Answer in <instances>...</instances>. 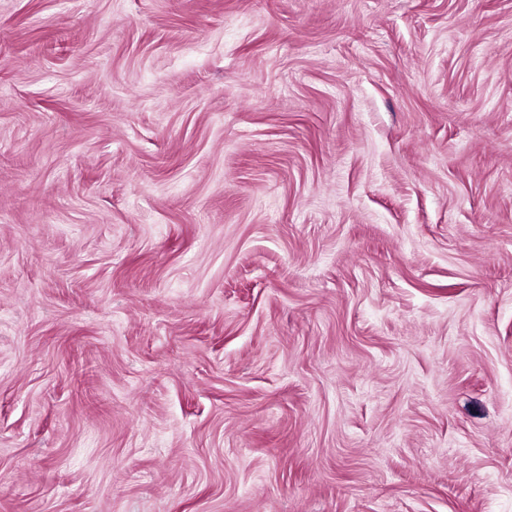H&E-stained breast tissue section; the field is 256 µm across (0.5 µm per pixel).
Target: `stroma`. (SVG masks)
<instances>
[{
    "label": "stroma",
    "mask_w": 512,
    "mask_h": 512,
    "mask_svg": "<svg viewBox=\"0 0 512 512\" xmlns=\"http://www.w3.org/2000/svg\"><path fill=\"white\" fill-rule=\"evenodd\" d=\"M0 512H512V0H0Z\"/></svg>",
    "instance_id": "stroma-1"
}]
</instances>
